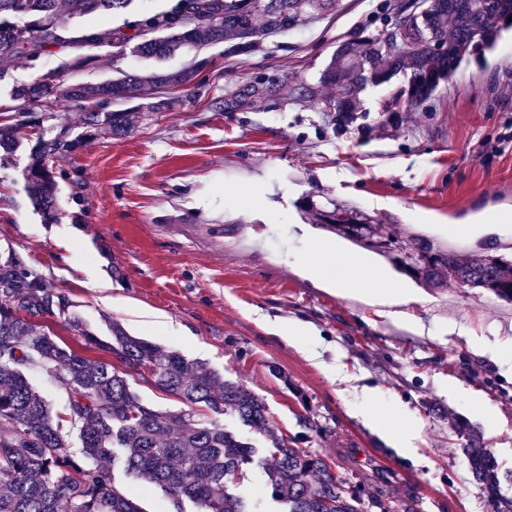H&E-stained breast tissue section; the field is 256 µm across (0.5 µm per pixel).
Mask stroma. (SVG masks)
<instances>
[{
	"instance_id": "obj_1",
	"label": "stroma",
	"mask_w": 512,
	"mask_h": 512,
	"mask_svg": "<svg viewBox=\"0 0 512 512\" xmlns=\"http://www.w3.org/2000/svg\"><path fill=\"white\" fill-rule=\"evenodd\" d=\"M175 2L133 0L127 13L87 26L130 34ZM393 2L340 0L335 16L249 54L213 48L215 74L175 92L169 109L55 160L56 220L32 202L23 177L32 143L21 141L0 157V255L17 254L97 332L118 321L245 384L275 431L323 456L348 486L372 485L401 512H504L512 483L503 503L487 500L451 421L476 427L512 470V380L469 346L512 336V302L481 288L425 287L380 256L416 291L399 321L294 267L313 227L297 207L305 196L358 206L394 235L419 233L462 259L512 261L501 244L512 224L499 238L457 230L512 212V26L467 56L423 109L386 111L401 75L367 86L348 125L328 109L337 90L318 85L319 73L354 32L388 26ZM67 56L57 49L31 62L0 50V107L13 109L16 85ZM254 86L261 95L246 96ZM275 319L311 324L315 343H289L270 328ZM366 388L409 411L412 449L394 448L350 412Z\"/></svg>"
}]
</instances>
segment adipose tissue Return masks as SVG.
Listing matches in <instances>:
<instances>
[{
	"label": "adipose tissue",
	"mask_w": 512,
	"mask_h": 512,
	"mask_svg": "<svg viewBox=\"0 0 512 512\" xmlns=\"http://www.w3.org/2000/svg\"><path fill=\"white\" fill-rule=\"evenodd\" d=\"M308 248L321 254V261L312 265L300 258L296 261L297 266L308 278L335 288L337 295L359 298L376 306L408 301L405 289L396 287L379 268L367 264L362 258L350 253L335 255L326 251L324 243L318 240L310 241ZM352 410L371 427L397 441L401 448H412L415 432L397 425L396 411L383 407L374 390H364L362 401L354 404Z\"/></svg>",
	"instance_id": "obj_1"
}]
</instances>
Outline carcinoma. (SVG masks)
<instances>
[{"instance_id":"1","label":"carcinoma","mask_w":512,"mask_h":512,"mask_svg":"<svg viewBox=\"0 0 512 512\" xmlns=\"http://www.w3.org/2000/svg\"><path fill=\"white\" fill-rule=\"evenodd\" d=\"M132 0H0V49L36 60L52 49L76 53L56 68L13 89L12 97L30 113L28 120L0 124V149L8 153L29 134L36 135L25 177L37 209L47 218L57 211L53 163L57 156L83 148L89 137H121L133 128L138 113L160 112L171 105L168 94L198 83L214 65L204 50L227 45L225 52L253 51L264 37L298 30L336 13L339 0H178L165 13L139 20L133 36L88 30L71 34L69 20L120 14ZM421 5L426 24L411 12ZM390 30L395 43L385 44V31H361L339 46L320 73L318 83L339 87L329 110L343 122L358 110L360 94L402 74L406 84L386 106L388 112H413L448 82L462 60L481 47L494 45L501 26L512 17V0H399L393 4ZM107 46L112 61L127 55L161 62L180 50L191 57L179 69L117 77L100 83L77 82L72 74L95 63L86 50ZM134 105L102 111L112 100ZM66 102L84 114L86 131L73 137L56 124L54 106ZM300 208L312 212L327 232L384 257H394L401 271L429 288L456 285L483 288L512 301V263L497 257L461 262L451 252L425 239H404L372 224L356 207L324 210L310 197ZM0 512H144L136 498L117 487L115 468L145 485L161 488L170 512H185L190 502L198 512H249L243 498L228 491L242 483L246 468L265 476L272 499L286 512H365L369 504L385 512V499L366 496L336 482L319 455L299 448L275 432L264 401L243 385L224 379L206 363L189 360L176 350L129 334L111 322L101 335L71 310L68 298L55 291L14 253L0 258ZM55 317L102 353L92 360L60 343L18 311ZM121 355L123 368L112 363ZM40 364L67 396L66 412L54 409L29 382L27 370ZM138 378L179 398L177 414L154 408L131 390L129 368ZM232 415L250 433L265 440L261 456L247 439L224 427ZM474 481L486 498L498 502L502 484L512 481L479 432L464 420L454 423ZM89 460H106L91 467Z\"/></svg>"}]
</instances>
